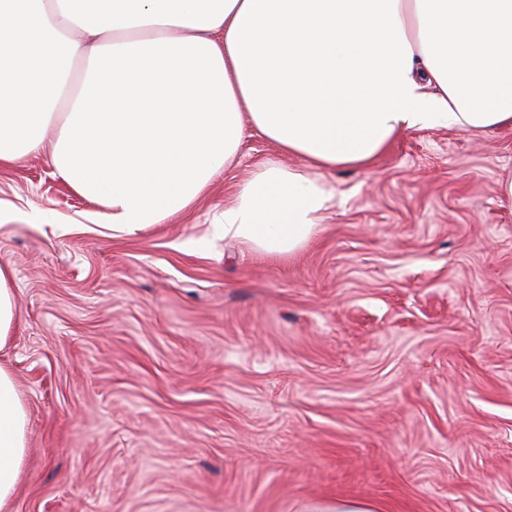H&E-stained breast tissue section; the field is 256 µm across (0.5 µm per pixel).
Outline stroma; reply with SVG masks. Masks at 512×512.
<instances>
[{
    "mask_svg": "<svg viewBox=\"0 0 512 512\" xmlns=\"http://www.w3.org/2000/svg\"><path fill=\"white\" fill-rule=\"evenodd\" d=\"M258 134L164 224L113 236L48 152L0 169L12 512H512V125L407 130L319 236L259 257L213 226ZM11 281L12 272L0 267V351L7 346L17 325ZM27 412L12 370L0 363V511L10 512L23 480ZM374 503L364 499H338L336 502H328L314 505L310 512H378Z\"/></svg>",
    "mask_w": 512,
    "mask_h": 512,
    "instance_id": "obj_1",
    "label": "stroma"
}]
</instances>
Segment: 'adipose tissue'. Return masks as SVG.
<instances>
[{"instance_id":"1","label":"adipose tissue","mask_w":512,"mask_h":512,"mask_svg":"<svg viewBox=\"0 0 512 512\" xmlns=\"http://www.w3.org/2000/svg\"><path fill=\"white\" fill-rule=\"evenodd\" d=\"M504 125L512 0H0V168L51 146L116 234L183 212L252 129L300 164L254 171L216 230L287 257L336 196L311 171L370 166L406 130ZM26 445L0 364V512Z\"/></svg>"}]
</instances>
